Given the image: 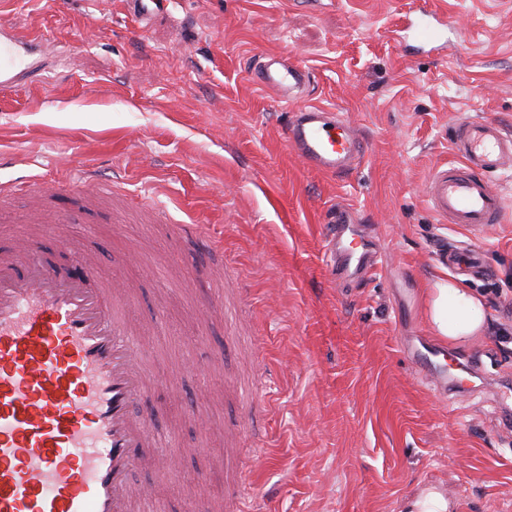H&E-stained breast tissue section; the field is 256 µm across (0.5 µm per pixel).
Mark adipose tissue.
<instances>
[{
    "instance_id": "1",
    "label": "adipose tissue",
    "mask_w": 512,
    "mask_h": 512,
    "mask_svg": "<svg viewBox=\"0 0 512 512\" xmlns=\"http://www.w3.org/2000/svg\"><path fill=\"white\" fill-rule=\"evenodd\" d=\"M484 309L481 297L445 275L436 277L426 291L428 329L436 339L451 346L483 336Z\"/></svg>"
}]
</instances>
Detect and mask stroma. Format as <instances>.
I'll use <instances>...</instances> for the list:
<instances>
[{
    "label": "stroma",
    "instance_id": "stroma-1",
    "mask_svg": "<svg viewBox=\"0 0 512 512\" xmlns=\"http://www.w3.org/2000/svg\"><path fill=\"white\" fill-rule=\"evenodd\" d=\"M412 2L171 0L146 30L123 0L0 5L1 32L38 35L26 62L40 70L0 88V182L53 191L89 172L105 189L94 205L55 194L57 238L18 193L0 210V252L33 243L121 282L152 379L137 411L154 441L130 479L156 499L140 512H225L226 450L253 444L259 512H410L431 490L448 512H512V222L472 238L423 192L458 160V121L512 131V0H429L452 23L439 52L393 40ZM266 53L308 69L303 103L354 122L367 151L348 173L287 148L286 105L251 79ZM341 206L385 253L371 278L330 272ZM447 242L483 251L482 275L453 276L483 298L487 333L446 352L481 367L495 396L432 390L403 352L437 345L424 295Z\"/></svg>",
    "mask_w": 512,
    "mask_h": 512
}]
</instances>
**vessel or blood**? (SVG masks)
Returning <instances> with one entry per match:
<instances>
[{"label":"vessel or blood","instance_id":"vessel-or-blood-1","mask_svg":"<svg viewBox=\"0 0 512 512\" xmlns=\"http://www.w3.org/2000/svg\"><path fill=\"white\" fill-rule=\"evenodd\" d=\"M124 2L144 27L162 11L161 0ZM449 25L447 15L424 6L394 34L435 45ZM32 40L21 31L0 34V86L10 84ZM253 80L288 103L309 72L290 58L267 54ZM282 135L316 172L346 173L365 153L352 123L316 104L292 110ZM452 148L458 163L431 172L425 197L442 222L479 236L512 216L487 179L512 167V132L494 119L464 120L454 128ZM328 257L340 280L382 267L379 249L344 210L330 228ZM94 276L92 264L62 272L27 247L0 255V512H133L135 500L152 493L128 480L152 441L136 411L150 380L121 309L109 308ZM411 359L449 394L471 393L469 377L446 370L431 355L416 351ZM252 472L251 464H242L233 512H246Z\"/></svg>","mask_w":512,"mask_h":512}]
</instances>
